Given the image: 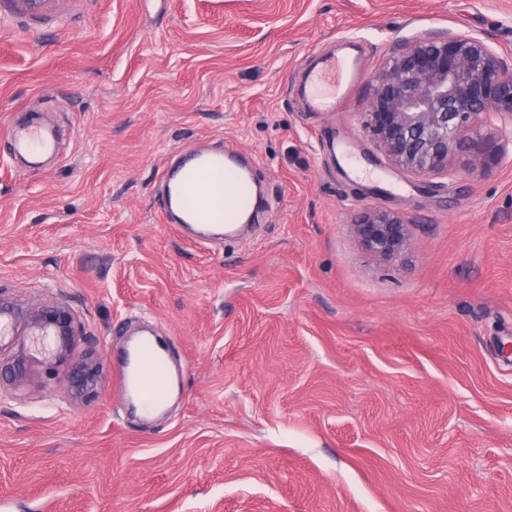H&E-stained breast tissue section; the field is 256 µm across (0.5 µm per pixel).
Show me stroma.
Here are the masks:
<instances>
[{
  "label": "stroma",
  "mask_w": 512,
  "mask_h": 512,
  "mask_svg": "<svg viewBox=\"0 0 512 512\" xmlns=\"http://www.w3.org/2000/svg\"><path fill=\"white\" fill-rule=\"evenodd\" d=\"M0 291L63 302L106 380L84 401L34 366L0 387V512H512V152L491 174L390 169L362 128L399 44L471 34L512 69V0H0ZM356 37L342 112L310 61ZM193 143L250 156L271 206L221 244L162 220ZM410 224L379 261L350 226ZM170 346L159 417L118 413L123 326ZM359 61L357 59L348 61L344 58H332L327 60L326 64L316 71H311L306 83L303 85V94L307 96L308 107L311 112H324L332 114L333 112H342L349 96V91L353 83L356 82L359 73ZM336 71L347 82L346 87L337 85L336 91ZM329 86L330 91L321 90V87ZM13 145L17 149H24L31 143H36L41 150L45 152L53 149V141L51 137L41 128L38 127H22L14 129L11 133Z\"/></svg>",
  "instance_id": "1"
}]
</instances>
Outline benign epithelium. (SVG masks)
Segmentation results:
<instances>
[{
    "label": "benign epithelium",
    "instance_id": "1",
    "mask_svg": "<svg viewBox=\"0 0 512 512\" xmlns=\"http://www.w3.org/2000/svg\"><path fill=\"white\" fill-rule=\"evenodd\" d=\"M364 128L395 170L417 177L485 174L512 146V71L481 39L458 34L408 42L387 56L375 78ZM360 247L387 261L408 247L411 225L366 212L351 224ZM0 383L23 386L38 360L53 373L67 367L66 391L78 399L104 383L100 357L77 354L79 325L64 303L20 304L0 295Z\"/></svg>",
    "mask_w": 512,
    "mask_h": 512
}]
</instances>
